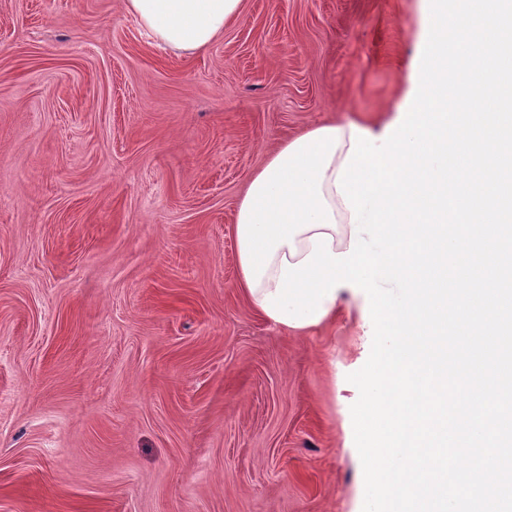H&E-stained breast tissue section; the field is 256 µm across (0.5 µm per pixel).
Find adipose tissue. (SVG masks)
I'll list each match as a JSON object with an SVG mask.
<instances>
[{
    "label": "adipose tissue",
    "mask_w": 512,
    "mask_h": 512,
    "mask_svg": "<svg viewBox=\"0 0 512 512\" xmlns=\"http://www.w3.org/2000/svg\"><path fill=\"white\" fill-rule=\"evenodd\" d=\"M125 12L163 49L192 53L223 37L243 0H123ZM350 123L330 122L288 140L254 175L236 219L240 286L254 309L275 291L283 262L297 263L316 233L348 251L351 212L334 180L351 146Z\"/></svg>",
    "instance_id": "adipose-tissue-1"
}]
</instances>
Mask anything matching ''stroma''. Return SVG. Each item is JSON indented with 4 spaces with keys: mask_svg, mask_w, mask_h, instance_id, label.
I'll list each match as a JSON object with an SVG mask.
<instances>
[{
    "mask_svg": "<svg viewBox=\"0 0 512 512\" xmlns=\"http://www.w3.org/2000/svg\"><path fill=\"white\" fill-rule=\"evenodd\" d=\"M428 0H244L205 51L122 0H0V512H363L369 298H244L239 198L289 138L406 105Z\"/></svg>",
    "mask_w": 512,
    "mask_h": 512,
    "instance_id": "obj_1",
    "label": "stroma"
}]
</instances>
